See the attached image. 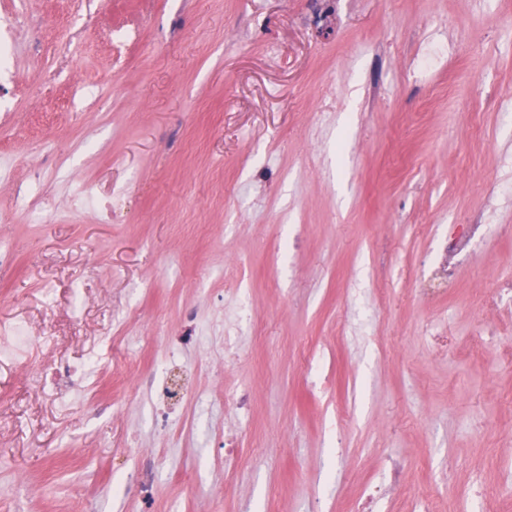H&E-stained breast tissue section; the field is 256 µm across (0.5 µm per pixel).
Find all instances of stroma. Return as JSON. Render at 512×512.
Instances as JSON below:
<instances>
[{"instance_id":"obj_1","label":"stroma","mask_w":512,"mask_h":512,"mask_svg":"<svg viewBox=\"0 0 512 512\" xmlns=\"http://www.w3.org/2000/svg\"><path fill=\"white\" fill-rule=\"evenodd\" d=\"M26 12L0 337L50 335L48 368L107 336L136 357L100 369L94 418L0 366V512H351L387 458L438 512H512V0ZM241 308L237 347L185 382L247 410L214 405L171 447L142 378L187 311ZM150 457L149 510L114 501Z\"/></svg>"}]
</instances>
